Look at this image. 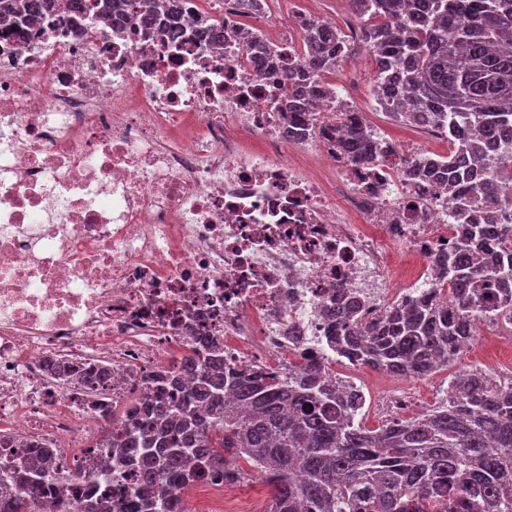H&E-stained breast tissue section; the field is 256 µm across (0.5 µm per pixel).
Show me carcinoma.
Wrapping results in <instances>:
<instances>
[{
	"label": "carcinoma",
	"mask_w": 512,
	"mask_h": 512,
	"mask_svg": "<svg viewBox=\"0 0 512 512\" xmlns=\"http://www.w3.org/2000/svg\"><path fill=\"white\" fill-rule=\"evenodd\" d=\"M144 22L169 9L165 0H132ZM363 19L358 41L338 28L309 24L305 57L285 70L288 98L308 104L313 84L357 52L378 53L377 105L393 121L446 128L453 148L408 163L411 180L427 176L448 188L461 238L436 258L433 294L387 319L358 318L360 300L336 305V352L359 366L397 376H428L452 364L459 340L484 316L512 325V0H351ZM42 0H0V19L21 27ZM346 120L340 152L373 163L372 130ZM191 387L169 401H143L146 425L106 443L141 468V492L112 512H184L179 483L247 478L262 470L271 492L266 512H512V380L461 372L448 399L409 419L370 430L356 422L362 397L304 356L294 374L224 367L211 342L186 359ZM29 485L59 478L44 449L28 462ZM9 512H39L18 495ZM56 512H92L61 495Z\"/></svg>",
	"instance_id": "cac0c4a2"
}]
</instances>
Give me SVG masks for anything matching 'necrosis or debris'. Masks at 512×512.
I'll use <instances>...</instances> for the list:
<instances>
[{
    "instance_id": "4bbe7bcc",
    "label": "necrosis or debris",
    "mask_w": 512,
    "mask_h": 512,
    "mask_svg": "<svg viewBox=\"0 0 512 512\" xmlns=\"http://www.w3.org/2000/svg\"><path fill=\"white\" fill-rule=\"evenodd\" d=\"M199 12L145 26L114 0L0 38L1 490L23 488L19 462L38 448L99 486L117 463L96 443L203 344L222 342L235 368L283 372L304 352L332 373L340 297L378 317L435 286L448 207L401 165L426 147L371 170L350 161L336 115L359 104L341 86L315 91L312 134L289 141L281 58L257 71L251 43L211 39ZM297 150L334 182L292 163ZM395 246L418 268L403 288ZM61 361L100 373L101 393L54 376ZM176 496L257 512L222 480Z\"/></svg>"
}]
</instances>
